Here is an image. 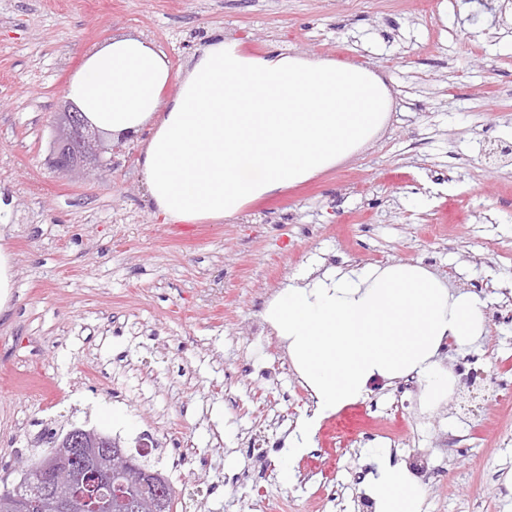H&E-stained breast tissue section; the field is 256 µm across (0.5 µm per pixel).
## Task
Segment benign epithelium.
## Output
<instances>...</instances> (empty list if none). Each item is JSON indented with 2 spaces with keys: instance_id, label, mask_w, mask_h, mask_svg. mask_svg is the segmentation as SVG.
I'll list each match as a JSON object with an SVG mask.
<instances>
[{
  "instance_id": "benign-epithelium-1",
  "label": "benign epithelium",
  "mask_w": 512,
  "mask_h": 512,
  "mask_svg": "<svg viewBox=\"0 0 512 512\" xmlns=\"http://www.w3.org/2000/svg\"><path fill=\"white\" fill-rule=\"evenodd\" d=\"M52 166L66 175L100 163L96 137L77 108L58 113ZM133 460L119 441L94 429L75 427L35 463L14 489L13 512H112V503L129 498L123 469ZM137 490L155 501L168 488L157 472L142 470Z\"/></svg>"
}]
</instances>
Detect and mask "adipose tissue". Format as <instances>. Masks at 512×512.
<instances>
[{
    "label": "adipose tissue",
    "mask_w": 512,
    "mask_h": 512,
    "mask_svg": "<svg viewBox=\"0 0 512 512\" xmlns=\"http://www.w3.org/2000/svg\"><path fill=\"white\" fill-rule=\"evenodd\" d=\"M173 96H165L170 84ZM67 94L90 130L136 141L146 203L165 224H220L354 156L382 130L391 106L374 71L269 49L246 52L212 35L180 72L139 34L87 51ZM264 318L288 342L313 399L288 438L298 455L325 413L356 402L377 379L417 378L428 400L454 382L437 354L485 333V305L453 293L419 264L304 274L269 302ZM376 512H416L417 488L399 465L370 482Z\"/></svg>",
    "instance_id": "1"
}]
</instances>
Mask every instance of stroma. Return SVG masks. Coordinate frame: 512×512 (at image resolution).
<instances>
[{
    "label": "stroma",
    "instance_id": "obj_1",
    "mask_svg": "<svg viewBox=\"0 0 512 512\" xmlns=\"http://www.w3.org/2000/svg\"><path fill=\"white\" fill-rule=\"evenodd\" d=\"M261 53L365 66L389 86L382 131L354 157L221 224H162L145 204L139 147L75 181L51 168L54 118L83 51L118 32L153 40L180 71L210 33ZM512 0H0V251L13 267L0 314V486L16 485L72 426L132 450L174 480L177 512H354L383 458L416 448L355 436L335 465L338 501L308 464L335 451L336 414L289 457L309 413L288 343L261 313L300 270L419 263L479 295L486 333L440 356L457 378L440 402L373 381L422 444L469 433L420 485L419 512H512ZM57 386L51 403L33 388ZM284 413L288 423L274 424ZM195 449V474L172 467ZM292 463L295 480L278 471Z\"/></svg>",
    "mask_w": 512,
    "mask_h": 512
}]
</instances>
